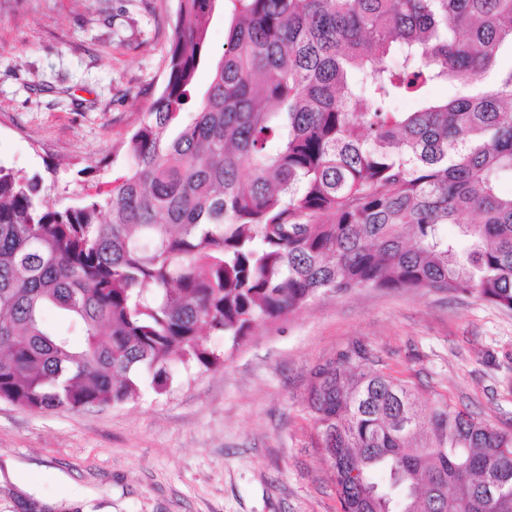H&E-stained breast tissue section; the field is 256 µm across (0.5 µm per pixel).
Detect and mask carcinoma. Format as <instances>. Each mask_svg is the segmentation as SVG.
<instances>
[{
	"mask_svg": "<svg viewBox=\"0 0 512 512\" xmlns=\"http://www.w3.org/2000/svg\"><path fill=\"white\" fill-rule=\"evenodd\" d=\"M219 1L224 53L198 92ZM505 48L512 0H177L125 168L57 208L41 175L0 164V400L39 413L123 405L146 380L162 393L178 364H223L206 337L236 346L327 293L512 312ZM306 404L342 512H512V431L363 346L316 368Z\"/></svg>",
	"mask_w": 512,
	"mask_h": 512,
	"instance_id": "obj_1",
	"label": "carcinoma"
}]
</instances>
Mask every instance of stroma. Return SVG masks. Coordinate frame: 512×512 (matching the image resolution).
Here are the masks:
<instances>
[{
	"mask_svg": "<svg viewBox=\"0 0 512 512\" xmlns=\"http://www.w3.org/2000/svg\"><path fill=\"white\" fill-rule=\"evenodd\" d=\"M177 0H0V164L57 171L126 162L157 94ZM384 371L512 430V312L425 290L327 294L238 346L179 369L169 391L100 410L33 413L0 401V486L80 512H341L305 405L311 372L350 344Z\"/></svg>",
	"mask_w": 512,
	"mask_h": 512,
	"instance_id": "1",
	"label": "stroma"
}]
</instances>
